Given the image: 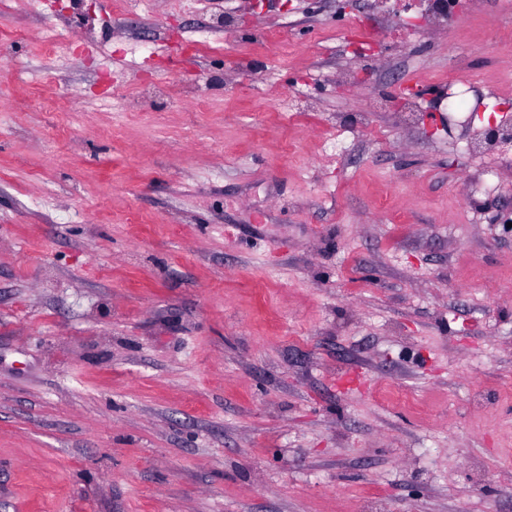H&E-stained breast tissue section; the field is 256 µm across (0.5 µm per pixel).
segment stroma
Listing matches in <instances>:
<instances>
[{"mask_svg": "<svg viewBox=\"0 0 512 512\" xmlns=\"http://www.w3.org/2000/svg\"><path fill=\"white\" fill-rule=\"evenodd\" d=\"M413 5L0 0V512H512V0ZM512 143L511 123L491 122L474 141V149H481L483 146H497Z\"/></svg>", "mask_w": 512, "mask_h": 512, "instance_id": "obj_1", "label": "stroma"}]
</instances>
